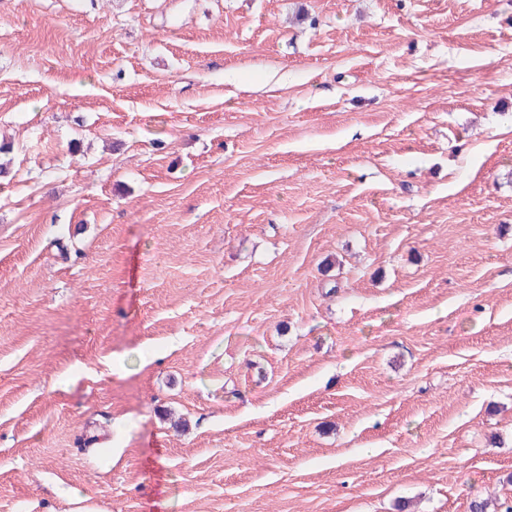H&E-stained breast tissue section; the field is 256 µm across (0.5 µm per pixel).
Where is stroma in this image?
<instances>
[{
    "label": "stroma",
    "instance_id": "1",
    "mask_svg": "<svg viewBox=\"0 0 512 512\" xmlns=\"http://www.w3.org/2000/svg\"><path fill=\"white\" fill-rule=\"evenodd\" d=\"M0 512L512 506V0H0Z\"/></svg>",
    "mask_w": 512,
    "mask_h": 512
}]
</instances>
